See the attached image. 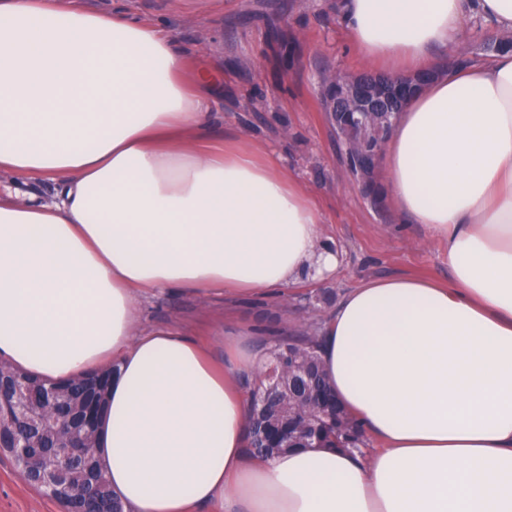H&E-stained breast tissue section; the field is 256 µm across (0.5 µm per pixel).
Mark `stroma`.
<instances>
[{
    "mask_svg": "<svg viewBox=\"0 0 512 512\" xmlns=\"http://www.w3.org/2000/svg\"><path fill=\"white\" fill-rule=\"evenodd\" d=\"M92 11L119 9L162 28L187 51L190 65L215 64L224 89L213 136L233 137L272 159L284 177L310 194L326 242L341 255L329 281H303L286 294L248 298L168 288L141 298L139 330L178 328L204 337L210 325L234 318L252 326L255 348L296 333L309 314L326 316L339 296L366 278L448 277L447 249L390 200L372 203L350 177L321 103L325 75L354 76L370 64L350 40L338 0H79ZM493 28L471 18L452 44L437 47L438 68L449 60L485 58ZM0 512H62L27 484L0 453Z\"/></svg>",
    "mask_w": 512,
    "mask_h": 512,
    "instance_id": "obj_1",
    "label": "stroma"
}]
</instances>
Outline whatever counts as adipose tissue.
Wrapping results in <instances>:
<instances>
[{"label": "adipose tissue", "mask_w": 512, "mask_h": 512, "mask_svg": "<svg viewBox=\"0 0 512 512\" xmlns=\"http://www.w3.org/2000/svg\"><path fill=\"white\" fill-rule=\"evenodd\" d=\"M370 60L434 69L473 15L512 0H342ZM162 30L76 0H0V361L47 382L112 381L95 457L124 512H512V50L451 65L399 112L380 163L395 207L448 248L444 281L372 278L327 315L319 354L371 447L248 448L261 369L136 332L137 293L247 297L336 274L308 194L217 141L222 77ZM53 183L52 200L36 190Z\"/></svg>", "instance_id": "obj_1"}]
</instances>
